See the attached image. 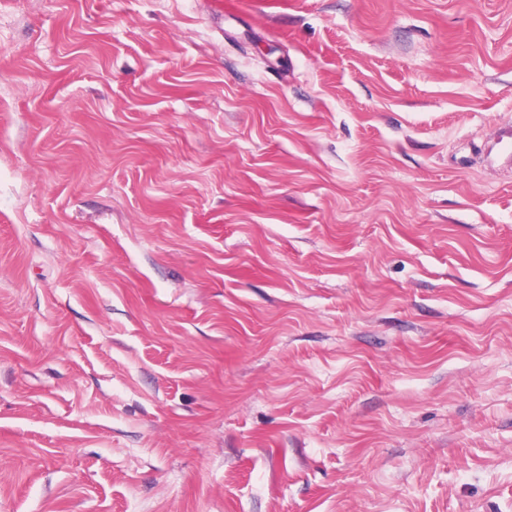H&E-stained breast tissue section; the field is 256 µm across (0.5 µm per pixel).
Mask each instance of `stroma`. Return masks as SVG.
I'll return each mask as SVG.
<instances>
[{
  "mask_svg": "<svg viewBox=\"0 0 512 512\" xmlns=\"http://www.w3.org/2000/svg\"><path fill=\"white\" fill-rule=\"evenodd\" d=\"M512 0H0V512H512Z\"/></svg>",
  "mask_w": 512,
  "mask_h": 512,
  "instance_id": "35a3bbf8",
  "label": "stroma"
}]
</instances>
